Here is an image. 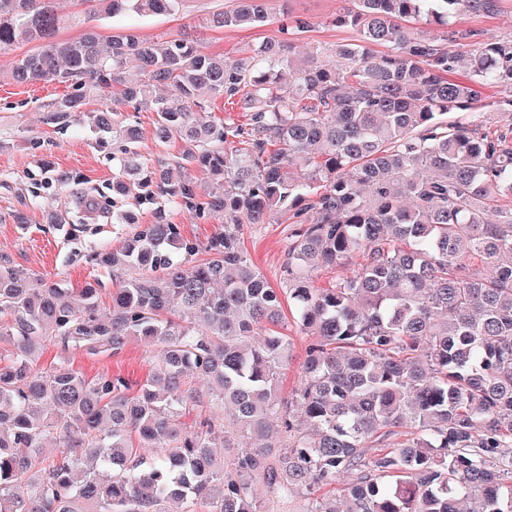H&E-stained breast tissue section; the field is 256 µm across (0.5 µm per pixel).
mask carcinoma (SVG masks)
Returning a JSON list of instances; mask_svg holds the SVG:
<instances>
[{
    "instance_id": "carcinoma-1",
    "label": "carcinoma",
    "mask_w": 512,
    "mask_h": 512,
    "mask_svg": "<svg viewBox=\"0 0 512 512\" xmlns=\"http://www.w3.org/2000/svg\"><path fill=\"white\" fill-rule=\"evenodd\" d=\"M55 2L0 0V76L77 88L48 120L112 134L113 196L203 210L224 231L202 245L121 213L133 225L122 253L93 258L122 278L107 314L93 284L73 293L0 256V512H260L259 484L340 512L323 493L340 481L348 512H512V127L446 118L478 108L488 86L508 92L512 118V39L453 27L505 0H348L334 22L355 42L305 57L287 38L235 56L133 28L61 39L79 13ZM182 2L79 0L95 20ZM268 20L266 0H235L208 23ZM309 28L280 20L284 35ZM204 89L245 122L208 119ZM90 95L156 112L157 139L184 140L182 162L212 177L204 195L146 165L122 112L84 111ZM296 168L304 180L288 177ZM273 209L292 218L284 288L241 242ZM354 258L351 274L315 286L313 269ZM286 306L313 337L287 401ZM132 338L159 355L135 386L66 358L38 365L50 344L117 355ZM226 409L230 426L216 420ZM408 424L416 432L372 451ZM276 428L289 447L272 446Z\"/></svg>"
}]
</instances>
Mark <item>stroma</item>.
<instances>
[{
	"label": "stroma",
	"instance_id": "1",
	"mask_svg": "<svg viewBox=\"0 0 512 512\" xmlns=\"http://www.w3.org/2000/svg\"><path fill=\"white\" fill-rule=\"evenodd\" d=\"M233 0H184L179 12L150 19L114 18L94 22V29L109 37L126 28H136L148 39L171 40L190 33L209 52L231 56L241 48L266 39L279 38L277 19L286 10L306 17L308 32L294 36L298 50L317 45H334L354 41L356 34L348 27L334 25L333 19L346 6L345 0H268L270 21L251 30L214 29L205 23L217 11L231 8ZM65 84L18 85L0 80V254L15 265L43 275L48 281L61 282L80 290L91 281H99L103 293L100 309L110 307L112 279L105 269L93 265L91 256L122 250L130 225L112 222L77 221L64 205L83 189H92L99 205H112V156L97 145L99 135L89 127L74 124L66 128L48 121V106L57 98L70 94ZM501 89L484 92L481 107L450 113L453 121L482 126L489 132L506 130L507 115L499 113ZM132 118L142 135L139 150L150 164L165 161L173 180L192 178L207 181L206 172L184 169L175 162L186 148L174 138L157 141L155 112L148 109L133 113ZM50 162L51 173H44L43 162ZM124 208L136 210L140 223L160 220L180 225L184 237L207 241L223 225L213 217H197L183 208L165 207L161 213L137 208L126 200ZM23 213L25 223L15 221ZM289 224L281 213L269 214L263 223L245 225L243 245L248 257L273 287L284 285L288 253ZM72 365L94 376L101 373L122 374L133 380L148 377L156 355L137 341H130L119 355H91L83 350L69 354Z\"/></svg>",
	"mask_w": 512,
	"mask_h": 512
}]
</instances>
